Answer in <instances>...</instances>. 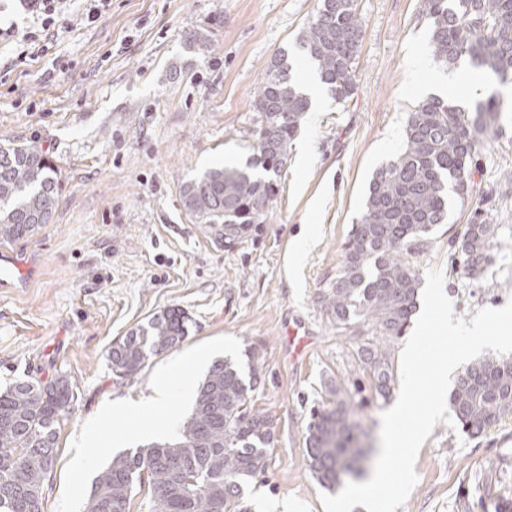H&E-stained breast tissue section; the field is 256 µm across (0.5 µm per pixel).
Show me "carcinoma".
I'll list each match as a JSON object with an SVG mask.
<instances>
[{
	"mask_svg": "<svg viewBox=\"0 0 512 512\" xmlns=\"http://www.w3.org/2000/svg\"><path fill=\"white\" fill-rule=\"evenodd\" d=\"M357 2L318 0L297 37V51L338 100L355 90L363 33ZM422 17L431 29L436 62L453 69L467 64L501 84L512 83V0H422ZM291 71L286 50L264 68L254 102L257 146L246 165L210 167L181 187L185 212L228 247L264 223L288 149L311 108ZM500 112L494 97L467 109L433 97L410 112L404 144L373 174L335 285L322 297L336 328L363 322L380 336L406 331L420 276L405 255L447 223L448 193L462 200L469 195L477 133L494 129ZM58 191L57 170L39 146L0 149V242L23 240L51 223ZM493 236L490 224L466 226L458 245L465 271L485 261ZM186 322L182 310L169 308L131 331L109 350L115 375L134 378L150 356L184 339ZM360 361L374 389H390L386 346L361 350ZM252 385L237 361L212 362L180 438L114 455L93 480L85 512H130L138 489L146 491L140 504L145 512H248L244 490L266 474L273 442L268 415L247 402ZM328 393L329 405L311 412L306 456L314 478L333 489L365 476L366 431L352 397L338 387ZM72 398L63 378L17 382L0 393V512H43L42 487L55 464L57 429ZM449 403L462 432L472 437L512 417V359L488 357L467 364Z\"/></svg>",
	"mask_w": 512,
	"mask_h": 512,
	"instance_id": "1",
	"label": "carcinoma"
}]
</instances>
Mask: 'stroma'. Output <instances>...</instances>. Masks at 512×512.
I'll list each match as a JSON object with an SVG mask.
<instances>
[{"mask_svg": "<svg viewBox=\"0 0 512 512\" xmlns=\"http://www.w3.org/2000/svg\"><path fill=\"white\" fill-rule=\"evenodd\" d=\"M317 4L112 0L90 23L85 0H75L72 30L0 86V148L36 143L60 184L51 224L0 244V256L20 265L17 281L0 287V391L63 377L74 393L43 487L44 512H83L95 476L116 453L113 433L138 428L137 417L113 419L112 402L150 395L161 367L192 355L188 388L171 397L188 416L211 363L244 361L249 349L259 377L251 407L269 416L273 445L265 478L246 501L252 512H324L325 489L306 463L311 407L326 402L331 381L361 391L375 444L400 382L385 396L373 390L357 356L373 338L370 326L337 330L322 297L374 172L400 151L407 118L435 79H450L442 98L463 107L499 98L502 132L484 139L469 197H451L447 223L411 261L422 274L442 271L455 316L469 320L512 301V85L438 66L421 0H359L364 32L347 100L323 90L312 68L293 67L312 106L257 232L228 249L185 213L183 183L253 155L263 68L293 49ZM201 30L208 45L190 47V33ZM474 221L497 230L483 270L469 275L455 250ZM172 307L188 318L186 338L149 357L134 379L116 377L112 344ZM94 424L102 437L86 442ZM415 470L418 483L396 512H476L480 501L496 512L498 502H512V417L477 437L437 423Z\"/></svg>", "mask_w": 512, "mask_h": 512, "instance_id": "1", "label": "stroma"}]
</instances>
